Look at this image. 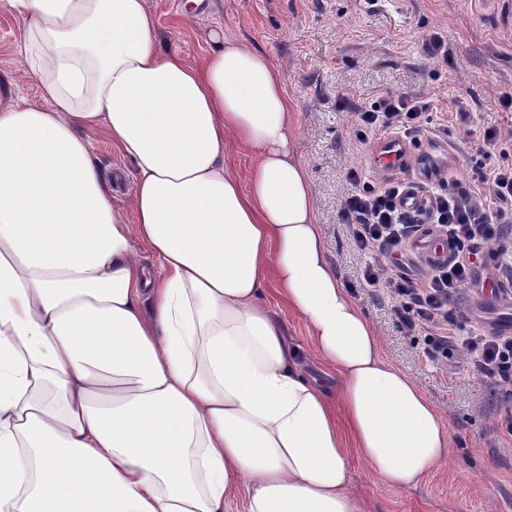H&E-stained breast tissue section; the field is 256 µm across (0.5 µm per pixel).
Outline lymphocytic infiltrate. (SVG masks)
Instances as JSON below:
<instances>
[{
    "mask_svg": "<svg viewBox=\"0 0 512 512\" xmlns=\"http://www.w3.org/2000/svg\"><path fill=\"white\" fill-rule=\"evenodd\" d=\"M499 101L508 110L505 126L469 141L477 155L495 148L499 161L480 167L465 189L449 190L446 178H439L428 207L409 210L404 206L409 182H376L353 169L342 214L355 247L368 257L360 282L386 290L403 336L423 345L432 357L466 361L484 381L503 388L498 432L506 439L512 438V335L470 330L450 310L471 279L469 257L475 251H482L486 262L512 278V255L500 248L512 223V91L502 92ZM432 123L429 102L413 96H380L355 110L357 135L363 141L387 130L418 133ZM427 224L446 238L453 253L420 279L404 273L395 255L411 247Z\"/></svg>",
    "mask_w": 512,
    "mask_h": 512,
    "instance_id": "f902f5d3",
    "label": "lymphocytic infiltrate"
}]
</instances>
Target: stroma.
I'll use <instances>...</instances> for the list:
<instances>
[{
  "label": "stroma",
  "instance_id": "35a3bbf8",
  "mask_svg": "<svg viewBox=\"0 0 512 512\" xmlns=\"http://www.w3.org/2000/svg\"><path fill=\"white\" fill-rule=\"evenodd\" d=\"M184 2L145 0L158 28L189 63L201 64L219 34L266 53L281 71L330 261L377 328L384 356L449 422L454 452L418 489L385 486L362 459L351 458L366 512H512V442L497 431L500 390L470 365L437 361L402 336L385 292L359 283L366 258L341 212L348 169L378 175L372 163L378 143L358 139L352 115L354 106L377 95L429 101L434 122L418 134V143L432 144L449 185L470 180L474 163L465 132L502 124L498 92L512 89V0H202L188 15ZM21 32V22L0 8L1 110L38 100L19 49ZM433 34L443 40L446 57L426 51ZM92 141L103 178L113 183L119 208L128 209L131 182L123 174L129 162L105 132ZM498 279L492 267L476 269L455 315L478 328L512 331V294L496 289Z\"/></svg>",
  "mask_w": 512,
  "mask_h": 512
}]
</instances>
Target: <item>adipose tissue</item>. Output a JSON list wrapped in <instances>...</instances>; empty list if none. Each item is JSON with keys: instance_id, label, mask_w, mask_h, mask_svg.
<instances>
[{"instance_id": "adipose-tissue-1", "label": "adipose tissue", "mask_w": 512, "mask_h": 512, "mask_svg": "<svg viewBox=\"0 0 512 512\" xmlns=\"http://www.w3.org/2000/svg\"><path fill=\"white\" fill-rule=\"evenodd\" d=\"M0 5L39 93L0 110V512H364L350 453L397 489L447 463L443 411L328 260L266 54L227 39L189 64L145 0ZM101 128L132 166L126 213ZM92 141L94 159L102 176L112 184L119 208L127 211L130 203L131 179L128 177L114 181V178L122 171L128 173L131 169L130 163L112 148V143L104 131L95 133ZM274 312L281 318L288 327L289 336H292L304 349L307 362V371L312 376H320L324 367L312 350L307 329L303 322L298 318L295 312L288 307V304L280 299L275 293H271L269 298Z\"/></svg>"}]
</instances>
